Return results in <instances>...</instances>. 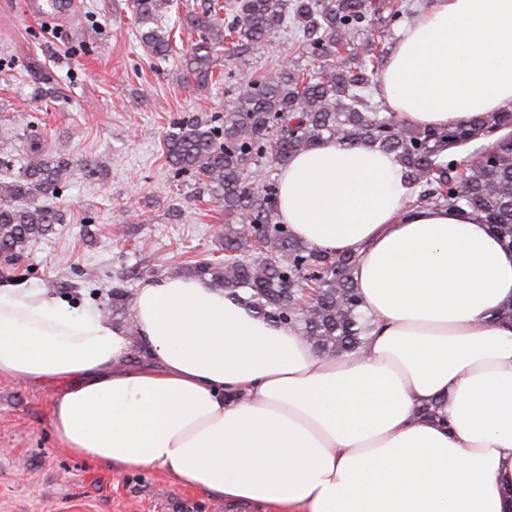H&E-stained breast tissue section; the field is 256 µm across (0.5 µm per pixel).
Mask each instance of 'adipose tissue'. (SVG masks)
Listing matches in <instances>:
<instances>
[{
	"instance_id": "ef3b65f1",
	"label": "adipose tissue",
	"mask_w": 512,
	"mask_h": 512,
	"mask_svg": "<svg viewBox=\"0 0 512 512\" xmlns=\"http://www.w3.org/2000/svg\"><path fill=\"white\" fill-rule=\"evenodd\" d=\"M404 123L512 106V0H430L382 69ZM280 219L354 256L373 328L317 353L242 297L192 278L138 288L134 333L41 289L0 284V376L53 386L76 456L159 468L261 512H512V249L445 208L411 210L393 155L329 141L280 171ZM146 367L129 363L134 349Z\"/></svg>"
}]
</instances>
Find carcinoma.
<instances>
[{"label": "carcinoma", "instance_id": "carcinoma-1", "mask_svg": "<svg viewBox=\"0 0 512 512\" xmlns=\"http://www.w3.org/2000/svg\"><path fill=\"white\" fill-rule=\"evenodd\" d=\"M173 0H132L146 56L172 52L173 29L161 25ZM382 0H201L184 23L191 40L184 66L196 86L217 78L218 52L244 57L252 48L293 30L295 53L235 89L218 124L196 120L167 133L163 152L178 173L200 181L224 209L216 236L224 260H202L192 275L241 293L260 316L294 328L322 353L359 349L369 318L351 279L355 259L297 240L277 213V174L295 154L336 139L394 155L411 188L410 208L446 207L488 224L512 248V109L488 112L446 127L404 125L392 112L372 109L386 48L357 39ZM478 140L487 144L456 163L448 153ZM70 163L39 149L19 174L0 181V253L17 258L65 220L42 200L59 193ZM267 249L264 259L258 258ZM310 274L312 301L295 287Z\"/></svg>", "mask_w": 512, "mask_h": 512}]
</instances>
